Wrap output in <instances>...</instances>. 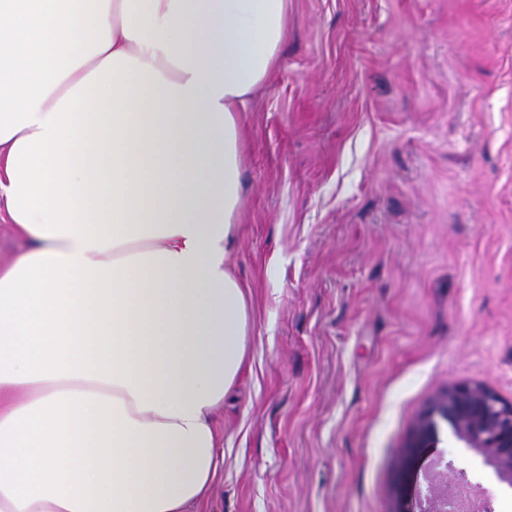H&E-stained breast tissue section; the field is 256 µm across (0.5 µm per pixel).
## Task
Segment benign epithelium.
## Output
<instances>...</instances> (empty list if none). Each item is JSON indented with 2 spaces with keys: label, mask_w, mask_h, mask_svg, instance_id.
<instances>
[{
  "label": "benign epithelium",
  "mask_w": 512,
  "mask_h": 512,
  "mask_svg": "<svg viewBox=\"0 0 512 512\" xmlns=\"http://www.w3.org/2000/svg\"><path fill=\"white\" fill-rule=\"evenodd\" d=\"M443 425L459 447L479 455L497 479L512 488V402L480 383H451L417 414L406 453L438 447ZM448 468L440 457L422 464L423 487L409 512H483L485 497L471 491L462 500L460 482L447 479Z\"/></svg>",
  "instance_id": "1"
}]
</instances>
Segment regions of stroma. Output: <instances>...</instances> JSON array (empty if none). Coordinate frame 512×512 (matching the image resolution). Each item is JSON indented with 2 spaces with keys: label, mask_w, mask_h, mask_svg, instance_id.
Listing matches in <instances>:
<instances>
[{
  "label": "stroma",
  "mask_w": 512,
  "mask_h": 512,
  "mask_svg": "<svg viewBox=\"0 0 512 512\" xmlns=\"http://www.w3.org/2000/svg\"><path fill=\"white\" fill-rule=\"evenodd\" d=\"M242 115L251 357L191 512H407L417 413L512 401V0H291ZM455 473L498 498L473 452Z\"/></svg>",
  "instance_id": "35a3bbf8"
}]
</instances>
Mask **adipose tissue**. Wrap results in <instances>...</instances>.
<instances>
[{
  "label": "adipose tissue",
  "mask_w": 512,
  "mask_h": 512,
  "mask_svg": "<svg viewBox=\"0 0 512 512\" xmlns=\"http://www.w3.org/2000/svg\"><path fill=\"white\" fill-rule=\"evenodd\" d=\"M289 0H0V512H187L248 356L240 114ZM29 247L30 243L15 230L13 224H9L4 205L1 202L0 266L7 265L15 255Z\"/></svg>",
  "instance_id": "obj_1"
}]
</instances>
